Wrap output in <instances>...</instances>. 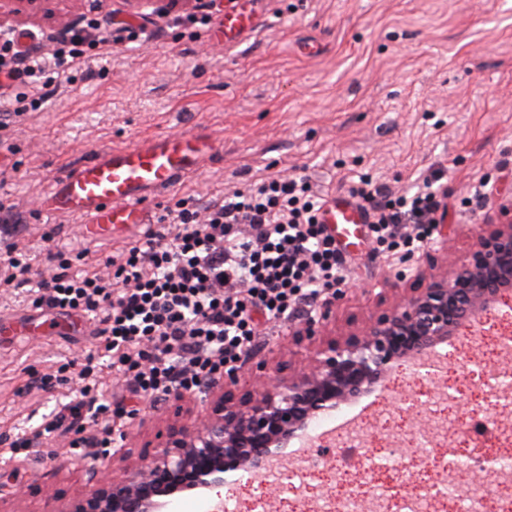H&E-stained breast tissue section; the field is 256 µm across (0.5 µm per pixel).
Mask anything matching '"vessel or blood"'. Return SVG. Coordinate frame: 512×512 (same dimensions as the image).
Listing matches in <instances>:
<instances>
[{"instance_id": "b4317fda", "label": "vessel or blood", "mask_w": 512, "mask_h": 512, "mask_svg": "<svg viewBox=\"0 0 512 512\" xmlns=\"http://www.w3.org/2000/svg\"><path fill=\"white\" fill-rule=\"evenodd\" d=\"M252 23L249 0H237L221 27L229 37ZM220 151L214 140L195 132L163 134L120 149L96 150L53 181L44 213L79 216L91 239L109 235L118 224L148 223L145 201L181 177L200 171ZM319 221L342 247L355 248L361 244V229L368 218L354 200L340 194L325 201Z\"/></svg>"}]
</instances>
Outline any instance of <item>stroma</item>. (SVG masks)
I'll use <instances>...</instances> for the list:
<instances>
[{
	"instance_id": "1",
	"label": "stroma",
	"mask_w": 512,
	"mask_h": 512,
	"mask_svg": "<svg viewBox=\"0 0 512 512\" xmlns=\"http://www.w3.org/2000/svg\"><path fill=\"white\" fill-rule=\"evenodd\" d=\"M234 2L214 0L202 25L191 19L194 0L162 14L125 0H78L75 26L111 22L112 47L71 81L53 84L41 108L13 117L0 133V200L14 204L19 227L0 238V255L17 243L42 271L47 252L59 251L79 273L145 241L147 224L88 240L79 217L46 218L43 202L71 163L162 133L205 130L223 155L150 202L155 217L180 198L204 204L272 176L308 177L323 199L363 179L409 194L430 183L443 230L412 258L382 251L368 236L344 250L348 278L326 328L327 337L341 339L394 303L381 290L398 272L406 274L404 287H420L428 252L443 246L449 258L463 261L484 219L500 220L495 199L475 191L488 183L512 194V0H253L254 30L227 43L215 33ZM38 295L34 282L0 286V316L27 330L0 336V512H63L94 491L78 462L95 449L72 450L69 438L40 429L80 400L79 372L98 346L99 321L77 311L60 322L59 335H44L32 315ZM303 329L300 317L261 324L248 368L302 369L309 345ZM508 330L512 318L504 313L479 315L437 346L444 373L393 369L374 392L335 412L338 420L356 417L375 458L391 447L406 449L419 482L404 481L396 470L382 473L393 498L414 494L419 484H442V450L427 456L419 449L426 404L439 402L459 457L512 454L494 432L473 430L496 411L486 370L512 365L493 345ZM99 363L98 398L124 409L112 418L123 452L110 458L107 473L150 460L176 417L201 418L212 409L203 388L178 406L165 398L130 403L124 378L108 358ZM56 372L62 379L54 387L31 386V377ZM445 390L452 401H440ZM133 406L136 416L127 417ZM19 438L31 446L17 454L11 444ZM66 458L71 467H59ZM304 459L292 479H243L223 496L238 512H315L323 500L344 499L359 455L344 456L326 439L312 442Z\"/></svg>"
}]
</instances>
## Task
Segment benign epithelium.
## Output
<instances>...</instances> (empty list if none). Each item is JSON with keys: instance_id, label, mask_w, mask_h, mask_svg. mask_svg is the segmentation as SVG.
Here are the masks:
<instances>
[{"instance_id": "1", "label": "benign epithelium", "mask_w": 512, "mask_h": 512, "mask_svg": "<svg viewBox=\"0 0 512 512\" xmlns=\"http://www.w3.org/2000/svg\"><path fill=\"white\" fill-rule=\"evenodd\" d=\"M63 2L0 0V27L22 14V4L29 14L54 16ZM511 290L512 218L484 225L466 262L447 264L358 333L319 342L307 369L269 375L247 401L219 396L209 415L175 422L174 437L147 465L106 479L88 499L91 508L78 501L66 512H166L170 498L186 492L207 499L208 512H224L212 493L224 487L227 473L260 471L282 459L314 418L373 392L395 363L432 351ZM334 306L333 299L322 303L305 335H321Z\"/></svg>"}]
</instances>
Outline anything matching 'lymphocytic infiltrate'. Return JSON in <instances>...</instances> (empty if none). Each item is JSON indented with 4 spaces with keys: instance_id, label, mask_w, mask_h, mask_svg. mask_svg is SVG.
<instances>
[{
    "instance_id": "lymphocytic-infiltrate-1",
    "label": "lymphocytic infiltrate",
    "mask_w": 512,
    "mask_h": 512,
    "mask_svg": "<svg viewBox=\"0 0 512 512\" xmlns=\"http://www.w3.org/2000/svg\"><path fill=\"white\" fill-rule=\"evenodd\" d=\"M87 26L85 36L62 30L45 56L16 37L1 41L0 90L38 88L49 71L70 80L86 57L107 54L111 34L97 20ZM350 194L385 250L411 251L428 238L438 207L433 193L394 197L365 181ZM321 207L305 178L288 176L203 208L178 199L160 216V230L125 250L113 277L71 274L62 254L48 253L51 274L41 279L35 305L100 315V348L133 396L199 387L252 346L253 311L285 320L299 313L300 301L345 283L336 240L318 220Z\"/></svg>"
}]
</instances>
